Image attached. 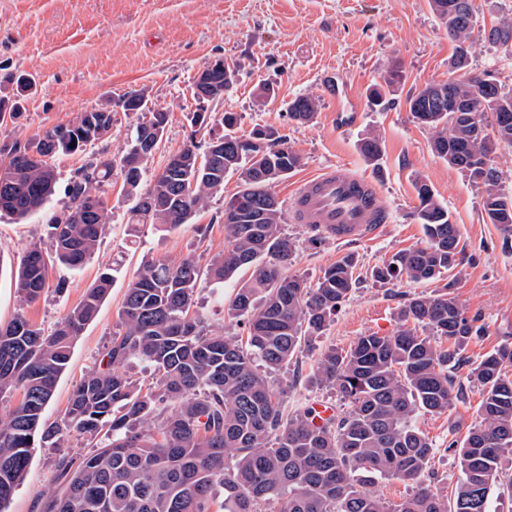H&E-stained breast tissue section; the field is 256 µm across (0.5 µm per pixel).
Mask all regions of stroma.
Listing matches in <instances>:
<instances>
[{
	"label": "stroma",
	"mask_w": 512,
	"mask_h": 512,
	"mask_svg": "<svg viewBox=\"0 0 512 512\" xmlns=\"http://www.w3.org/2000/svg\"><path fill=\"white\" fill-rule=\"evenodd\" d=\"M473 5L470 69L493 73L504 91L512 92V54L483 37L484 30L512 19V0H473ZM454 51L428 0H0V67L32 74L36 80L23 116L11 128L13 137L26 139L81 111L106 104L114 108L109 138L89 145L82 154L51 158L57 186L42 209L20 222L0 215L1 324L21 315L52 331L106 264H120L97 318L79 336L57 380L46 420L60 417L75 384L98 364L119 328L118 310L127 283L142 260L192 255L205 263L223 253L224 200L237 191V180L226 178L223 192L213 195L193 223L170 229L146 224L133 240L127 224L133 201L120 174H113L102 192L110 220L95 257L77 270L49 272L53 283L67 277L65 292L50 290L37 302H23L14 284L19 261L30 244L49 246L48 220L65 207L64 189L73 171L92 160L119 159L126 151L137 123L135 114L118 106L126 92L145 91L149 106L169 113L163 139L147 164L146 180L162 171L188 137L206 145L208 132L192 133L187 116L198 108L192 95L197 73L219 57L237 64L238 70L223 99L208 104V111L216 117L240 114L245 133L257 125L276 127L303 158L301 167L278 184L280 202H287L305 179L336 162L379 181L390 217L382 232L364 242L325 240L303 225L286 224V232L298 242L290 273L312 283L346 254L358 261L356 286L323 334L312 337L298 358L275 376L288 388V407L327 403L337 413L346 412L348 406L335 390L307 383L312 365L325 350L348 348L359 336L393 335L405 298L440 289L437 281L401 279L383 285L371 276L372 268L395 252L425 242L414 216V183L420 176L432 184L460 230L463 261L451 273V293L468 316L478 317L485 326L484 335L469 342L466 356L476 361L500 346H512V251L503 249L496 226L486 223L477 187L433 155L430 132L413 120L408 108L420 88L450 78ZM394 65L402 78L392 88L388 106L370 109L364 103L368 87L382 82ZM327 70L341 71L362 100L348 128H341L321 83ZM263 83L274 87L275 100L261 97ZM300 94L319 100L318 112L305 126L287 116L288 102ZM372 131L383 144L376 167L357 149L359 139ZM479 400L477 387L467 382L461 399L447 412H422L414 420L432 444L430 471L438 488L453 490L462 477L448 441L476 424ZM93 451L91 440L78 434L63 447L36 449L6 512H41L56 486L59 459Z\"/></svg>",
	"instance_id": "1"
}]
</instances>
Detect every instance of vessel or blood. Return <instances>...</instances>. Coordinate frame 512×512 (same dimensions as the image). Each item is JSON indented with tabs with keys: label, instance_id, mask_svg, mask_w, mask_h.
<instances>
[{
	"label": "vessel or blood",
	"instance_id": "b4317fda",
	"mask_svg": "<svg viewBox=\"0 0 512 512\" xmlns=\"http://www.w3.org/2000/svg\"><path fill=\"white\" fill-rule=\"evenodd\" d=\"M326 88L336 111H356L358 98L347 81L330 76ZM289 215L293 223L339 242L369 240L389 221L376 182L344 165L306 179L290 199Z\"/></svg>",
	"mask_w": 512,
	"mask_h": 512
}]
</instances>
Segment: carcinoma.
<instances>
[{"label": "carcinoma", "mask_w": 512, "mask_h": 512, "mask_svg": "<svg viewBox=\"0 0 512 512\" xmlns=\"http://www.w3.org/2000/svg\"><path fill=\"white\" fill-rule=\"evenodd\" d=\"M450 0H429L430 8L456 43L450 66L469 65L474 25L448 8ZM490 41L512 48V24L493 29ZM401 79L393 66L384 84L369 90L372 109L388 104L386 90ZM487 75H463L428 83L409 100L413 119L431 133V151L464 172L481 190L487 223L512 247V195L502 189L503 171L495 160L502 143L512 145V128L497 138L483 133L488 116L507 107L512 93L497 85V96L477 112L448 111V97L477 98ZM0 120L21 117L25 75L6 73L0 89ZM139 115L136 136L119 160L127 196L133 198L129 224L160 228L188 223L237 177L238 191L224 201V253L202 267L192 257L148 259L126 287L118 317L122 330L112 336L99 363L76 385L60 419L48 423L44 411L71 349L97 316L114 281L106 267L80 302L47 334L18 316L0 324V395L19 391L21 401L0 416V512L22 481L37 448L60 446L73 433L100 441L87 456L58 462L62 490L46 498L43 512H214L213 489L224 486V512H489L491 492L512 499V347L500 346L478 362L463 357L470 340L485 327L469 317L447 283L439 293L408 298L392 336L358 337L346 350L325 351L310 382L332 386L350 410L317 426L312 408L284 414L288 390L269 374L298 358L312 336L322 334L330 316L356 284V257L343 256L313 284L288 274L297 241L283 231L284 213L276 186L302 165L288 138L270 126L238 134L240 117L226 112L222 134L198 153L195 137L172 154L163 171L141 189L144 169L168 124V112L148 106L142 91L120 100ZM319 101L299 95L288 103V119L313 121ZM113 110L102 106L79 112L24 141H0V213L25 219L54 194L57 177L47 158L80 153L112 130ZM366 162L378 168L380 136L370 132L358 145ZM493 173L483 174L485 160ZM105 159L80 167L67 184L69 205L51 218V251L34 243L18 265L15 287L23 301L44 295L49 267L76 269L99 248L108 212L100 195L112 179ZM426 243L399 251L372 269L374 281L402 277L435 281L459 265L458 225L423 177L415 182ZM241 271L250 275L230 298L227 314L246 335L227 333L189 315L202 284L217 288ZM422 326L432 332L424 336ZM446 337L448 347L436 337ZM150 369L143 385L126 370L132 361ZM465 368L478 388L479 423L448 449L461 459L462 479L451 495L428 478L432 444L413 423L421 411L442 413L460 398L451 372ZM377 479L410 482L413 494L398 503L361 489Z\"/></svg>", "instance_id": "1"}]
</instances>
